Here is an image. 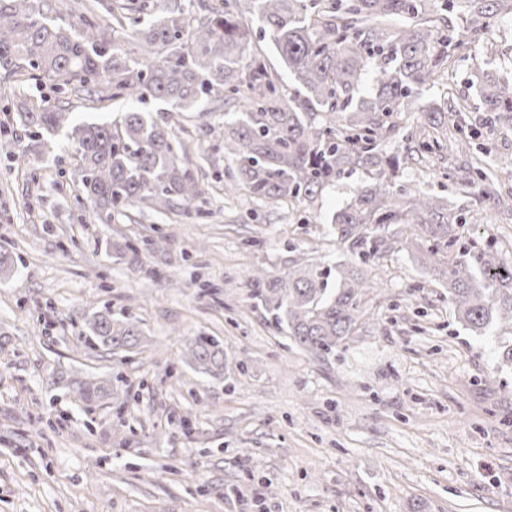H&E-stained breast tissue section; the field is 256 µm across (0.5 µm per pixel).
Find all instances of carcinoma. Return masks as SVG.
<instances>
[{
	"label": "carcinoma",
	"instance_id": "cac0c4a2",
	"mask_svg": "<svg viewBox=\"0 0 512 512\" xmlns=\"http://www.w3.org/2000/svg\"><path fill=\"white\" fill-rule=\"evenodd\" d=\"M215 0L199 4L190 18L177 0H122L107 21L101 0L74 6L78 22L49 17L51 0H0V70L48 79L55 92L83 89L93 103L116 97L139 104L157 101L186 112L217 94L235 108L224 121V157L235 163L231 187L256 202L313 203L336 179L364 170L372 181L356 190L331 223L350 259L319 265L302 257L288 271L269 277L252 273V299L303 349L328 355L357 324L372 284L365 266L402 249L448 287L455 316L475 333L494 325L512 327V267L492 249L476 256L460 247L454 256L453 226L463 217L447 199L398 183L401 167L428 157L441 176L461 188L503 204L487 162L473 153V132L464 112L448 102L420 109L414 124L392 117L409 111L419 91L457 61L465 41L454 22L463 16L473 43L512 15V0ZM258 20L295 85L284 93L261 54L245 55L252 21ZM480 109L498 121L512 119V81L495 79L479 64ZM372 76L370 95L364 94ZM12 115L0 122V151L16 156L46 153L63 133L79 159L80 183L102 224L130 207L178 208L190 216L206 194L189 167L187 147L165 110L132 109L112 123L76 121L43 93L15 92ZM400 139L401 153L385 145ZM87 348L128 351L143 333L131 318L108 309L88 319ZM188 362L202 372H224V346L213 336L188 342ZM103 385L74 381L72 392L87 404Z\"/></svg>",
	"mask_w": 512,
	"mask_h": 512
}]
</instances>
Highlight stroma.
I'll return each mask as SVG.
<instances>
[{
    "label": "stroma",
    "instance_id": "stroma-1",
    "mask_svg": "<svg viewBox=\"0 0 512 512\" xmlns=\"http://www.w3.org/2000/svg\"><path fill=\"white\" fill-rule=\"evenodd\" d=\"M484 56L466 49L447 87L473 105V145L512 193V125L478 111L469 86ZM202 108L176 129L207 186L190 218L134 207L93 223L73 151L0 154V249L17 258L0 278V512H512L502 332L465 329L447 288L399 251L369 266L353 335L330 356L306 352L247 281L283 275L296 255L345 260L330 217L368 177L342 176L311 206L229 194L224 143L201 129L224 114L210 98ZM401 179L464 209L461 242L498 247L512 266L511 212L418 164ZM163 234L166 249L144 248ZM105 308L139 322V352L83 348ZM199 333L223 344V376L187 365ZM76 378L111 380L112 393L86 406L68 389Z\"/></svg>",
    "mask_w": 512,
    "mask_h": 512
}]
</instances>
